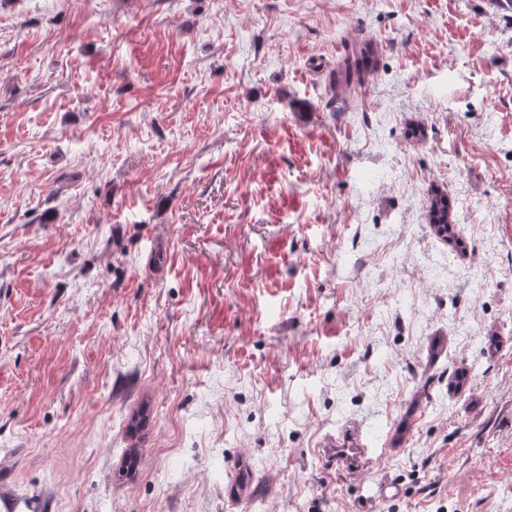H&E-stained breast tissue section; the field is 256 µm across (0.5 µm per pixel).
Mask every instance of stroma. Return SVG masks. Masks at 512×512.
<instances>
[{"label":"stroma","instance_id":"obj_1","mask_svg":"<svg viewBox=\"0 0 512 512\" xmlns=\"http://www.w3.org/2000/svg\"><path fill=\"white\" fill-rule=\"evenodd\" d=\"M0 512H512V0H0ZM438 211L439 213V217L438 219L441 220L445 217V215H449V212H448V199L444 198L443 196H439V195H435V197L432 199L431 201V205H430V210H429V224H432L431 226L434 228V225L435 224H442V225H435L437 226L435 229V233L437 234L438 237L442 238L443 240L445 241H450L451 239L454 238V225H453V220L452 222L450 223L448 220H447V223H436V222H433V220L436 218V216L434 215V212L435 211ZM440 229H444L445 230V235H441L440 233ZM322 459L330 467L355 472L371 463L373 451L363 440L357 426H346L336 436H328L323 445Z\"/></svg>","mask_w":512,"mask_h":512}]
</instances>
